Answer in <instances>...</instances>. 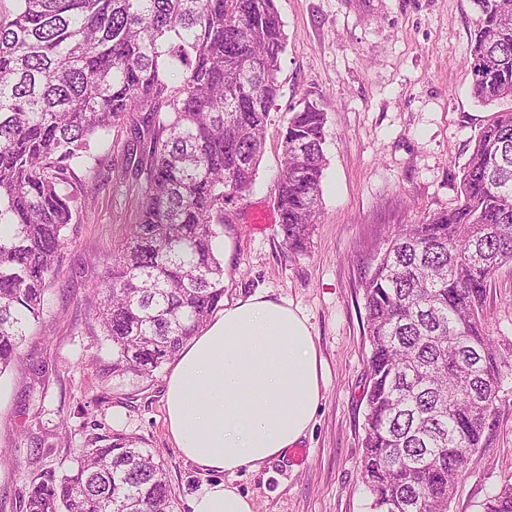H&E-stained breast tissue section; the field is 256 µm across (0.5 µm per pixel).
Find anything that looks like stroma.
I'll use <instances>...</instances> for the list:
<instances>
[{
    "label": "stroma",
    "instance_id": "1",
    "mask_svg": "<svg viewBox=\"0 0 512 512\" xmlns=\"http://www.w3.org/2000/svg\"><path fill=\"white\" fill-rule=\"evenodd\" d=\"M288 36L267 117L256 180L231 205L225 245V302L253 293L283 299L309 319L324 384L313 427L288 454L236 472L231 482L256 512H370L361 480L369 346L362 280L389 231L457 205L470 141L490 114L471 94L466 60L472 0H276ZM317 101L326 114L322 207L305 252L291 251L279 224H252L274 211L280 133L291 107ZM129 129L114 127L113 195L89 194L67 231L71 243L45 293L43 313L18 366L0 375V512H19L25 483L62 474L97 436H126L159 455L173 512L211 474L183 458L169 438L168 367L152 376L112 373V343L91 294L135 221L136 176L124 165ZM489 328L512 348V266L496 272ZM512 478V371L504 376L486 447L468 458L448 512H483Z\"/></svg>",
    "mask_w": 512,
    "mask_h": 512
}]
</instances>
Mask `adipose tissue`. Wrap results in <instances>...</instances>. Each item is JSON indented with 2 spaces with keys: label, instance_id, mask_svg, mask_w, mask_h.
Here are the masks:
<instances>
[{
  "label": "adipose tissue",
  "instance_id": "ef3b65f1",
  "mask_svg": "<svg viewBox=\"0 0 512 512\" xmlns=\"http://www.w3.org/2000/svg\"><path fill=\"white\" fill-rule=\"evenodd\" d=\"M322 380L308 318L281 299H239L184 345L167 380L165 420L180 454L214 475L190 497V512H254L224 474L301 441Z\"/></svg>",
  "mask_w": 512,
  "mask_h": 512
}]
</instances>
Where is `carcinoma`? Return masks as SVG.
Here are the masks:
<instances>
[{
  "mask_svg": "<svg viewBox=\"0 0 512 512\" xmlns=\"http://www.w3.org/2000/svg\"><path fill=\"white\" fill-rule=\"evenodd\" d=\"M0 21V374L43 312L89 179L92 144L129 123L144 175L126 240L95 293L112 373L151 375L224 306L216 240L248 192L287 43L275 0H17ZM472 94L512 102V0H473ZM255 67L238 76L243 62ZM325 112L280 133L274 205L303 251L321 209ZM512 264V107L474 136L460 200L389 236L361 288L368 386L360 474L372 512H448L462 463L488 440L503 368L486 302ZM32 480L21 512H173L162 461L127 437ZM484 512H512V481Z\"/></svg>",
  "mask_w": 512,
  "mask_h": 512,
  "instance_id": "obj_1",
  "label": "carcinoma"
}]
</instances>
